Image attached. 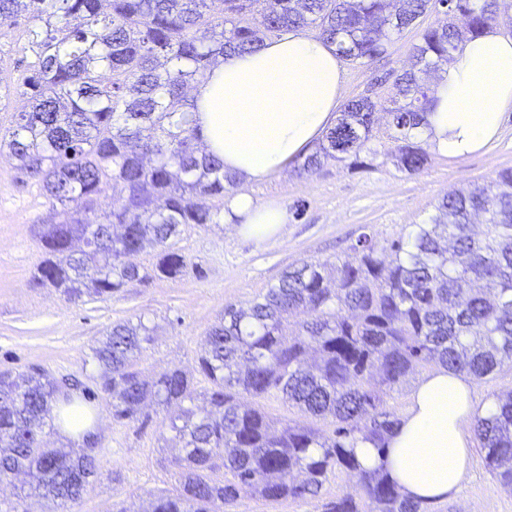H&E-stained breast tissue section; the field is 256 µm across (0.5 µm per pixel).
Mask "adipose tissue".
Returning a JSON list of instances; mask_svg holds the SVG:
<instances>
[{"instance_id":"obj_1","label":"adipose tissue","mask_w":512,"mask_h":512,"mask_svg":"<svg viewBox=\"0 0 512 512\" xmlns=\"http://www.w3.org/2000/svg\"><path fill=\"white\" fill-rule=\"evenodd\" d=\"M343 74L336 49L317 36L291 31L254 53L214 67L193 89L194 119L207 153L244 182L280 175L303 156L336 118ZM431 110L419 134L438 156L476 153L500 135L512 112V36L492 28L467 41L431 87ZM240 234L263 242L288 222L281 205L243 191L230 193ZM468 380L438 368L419 379L385 453L358 441L363 466H384L404 495L443 500L470 468L474 416Z\"/></svg>"}]
</instances>
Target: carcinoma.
<instances>
[{"instance_id":"carcinoma-1","label":"carcinoma","mask_w":512,"mask_h":512,"mask_svg":"<svg viewBox=\"0 0 512 512\" xmlns=\"http://www.w3.org/2000/svg\"><path fill=\"white\" fill-rule=\"evenodd\" d=\"M442 0H0V17L40 22L28 30L33 61L18 88L30 110L0 135V156L36 184L58 220L42 224L39 282L71 300L109 297L152 277L176 279L186 259L168 241L183 226L219 224L205 203L232 191L224 163L203 152L187 89L229 56L289 29H313L339 61L363 65L419 25ZM448 21L422 30L408 61L390 74L394 94L351 99L326 144L298 165L309 176L329 160L361 158L388 117L390 157L409 175L428 163L418 135L430 111L421 79L443 69L484 30L512 28V0H454ZM112 190V209L95 214ZM482 214V231L471 222ZM161 250L154 268L129 257ZM152 340L143 322H119L93 348L112 416L171 409L160 433L178 489L143 512H233L243 492L268 501L317 499L322 512H426L383 467L366 469L358 439L384 451L400 424L388 404L417 370L441 366L488 382L512 365V169L486 184L448 192L421 224L388 245L361 235L351 255L304 262L245 306L227 304L207 333L195 372L173 367L144 379L136 354ZM212 387L195 404L194 374ZM280 393L306 417L276 426L244 396ZM57 381L39 371H0V481L27 470L55 508L78 502L102 476L96 443L77 451L48 443ZM473 437L486 465L512 490V388L492 391L476 411ZM224 469L222 477L216 472ZM349 479L324 498L336 471Z\"/></svg>"}]
</instances>
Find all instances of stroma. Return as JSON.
Listing matches in <instances>:
<instances>
[{"instance_id": "stroma-1", "label": "stroma", "mask_w": 512, "mask_h": 512, "mask_svg": "<svg viewBox=\"0 0 512 512\" xmlns=\"http://www.w3.org/2000/svg\"><path fill=\"white\" fill-rule=\"evenodd\" d=\"M31 24L21 16L0 29V82L11 90L0 99L1 131L25 107L15 91L24 69L18 40ZM417 40V29H409L371 64H342L343 100L365 94L386 98L392 89L387 74L400 69ZM370 146L377 155L369 169L329 161L308 176L291 169L245 185L256 200L275 201L286 209L288 222L276 237L265 242L244 237L233 220L187 226L170 241L188 261L181 277H156L108 298L85 296L75 302L37 284L44 257L38 227L52 219L53 211L36 186L16 181L10 160L0 157V370L39 368L67 379L93 408L104 476L74 512H112L119 502L136 507L147 498L174 493L177 486L160 439L165 411L150 407L144 422L114 420L112 398L98 384L92 349L112 324L141 320L152 328V342L136 359L143 377L168 367H192L225 304L253 300L302 262L346 257L362 234L386 244L403 225L427 219L449 190L489 182L500 170L512 168V112L504 118L499 139L484 152L456 160L430 155L416 175L400 171L386 158L393 146L386 124L378 125ZM428 510L512 512V492L499 486L476 448L459 490L448 500L429 504Z\"/></svg>"}]
</instances>
